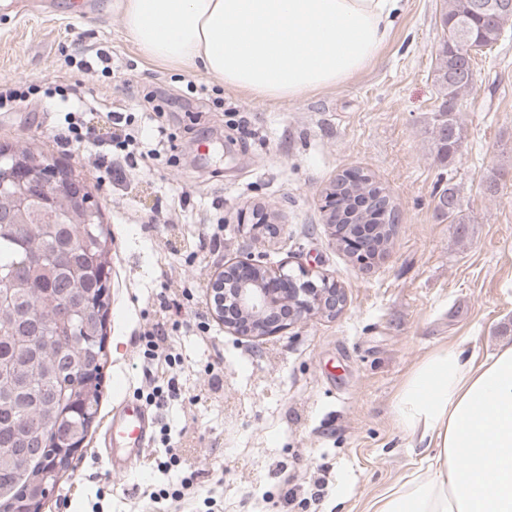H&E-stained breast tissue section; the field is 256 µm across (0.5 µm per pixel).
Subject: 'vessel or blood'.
<instances>
[{"label":"vessel or blood","instance_id":"obj_1","mask_svg":"<svg viewBox=\"0 0 512 512\" xmlns=\"http://www.w3.org/2000/svg\"><path fill=\"white\" fill-rule=\"evenodd\" d=\"M155 417L134 401H124L121 412L109 430V446L105 450L108 469L127 468L148 445Z\"/></svg>","mask_w":512,"mask_h":512}]
</instances>
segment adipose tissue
<instances>
[{
    "label": "adipose tissue",
    "mask_w": 512,
    "mask_h": 512,
    "mask_svg": "<svg viewBox=\"0 0 512 512\" xmlns=\"http://www.w3.org/2000/svg\"><path fill=\"white\" fill-rule=\"evenodd\" d=\"M117 2L148 60L294 99L362 71L388 41L400 0ZM393 411L424 454L372 512H512V343L480 362L459 346L433 352Z\"/></svg>",
    "instance_id": "obj_1"
}]
</instances>
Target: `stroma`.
Wrapping results in <instances>:
<instances>
[{
    "label": "stroma",
    "mask_w": 512,
    "mask_h": 512,
    "mask_svg": "<svg viewBox=\"0 0 512 512\" xmlns=\"http://www.w3.org/2000/svg\"><path fill=\"white\" fill-rule=\"evenodd\" d=\"M441 0H401L389 41L347 82L295 100L233 89L193 68L148 62L110 0H0V83H83L85 123L101 140L122 113L151 159L102 178L96 149L56 142V100L0 114V147L25 141L76 171L112 241L98 414L41 512H366L416 467L393 404L413 368L460 345L485 357L512 340V30L478 57L459 106L464 139L440 163L430 135ZM105 49L106 72L72 66ZM166 102L153 112L148 91ZM171 133L159 142L157 126ZM371 173L399 211L370 267L340 250L322 195L337 174ZM497 181V193L487 189ZM455 186L465 232L435 209ZM262 206L280 227L252 229ZM250 250L271 268L332 276L347 306L285 333L247 338L210 313L209 275ZM206 329H199V322ZM162 327L180 354V395L157 408L152 440L125 471L101 462L126 400L169 375L140 340ZM178 465L161 470L168 451ZM190 481L183 498L154 501ZM182 488V487H181Z\"/></svg>",
    "instance_id": "1"
}]
</instances>
